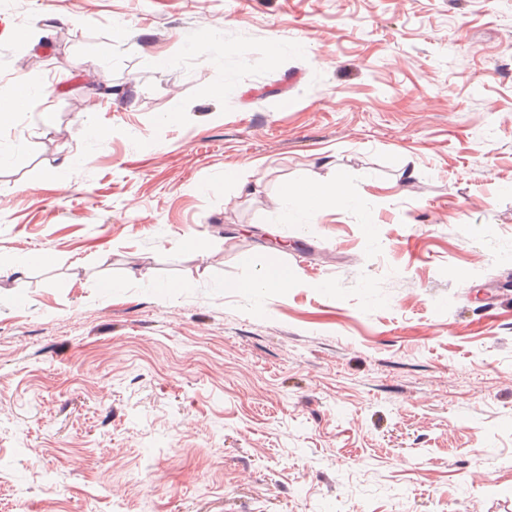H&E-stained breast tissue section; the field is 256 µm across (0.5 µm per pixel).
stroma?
I'll return each instance as SVG.
<instances>
[{
    "label": "stroma",
    "mask_w": 512,
    "mask_h": 512,
    "mask_svg": "<svg viewBox=\"0 0 512 512\" xmlns=\"http://www.w3.org/2000/svg\"><path fill=\"white\" fill-rule=\"evenodd\" d=\"M21 76L0 512H512V0H0ZM309 199L312 200L311 207L306 205ZM279 202L287 215L288 211L294 208H304L309 211L312 218L324 209L338 204L365 207L363 199H351L345 195L343 181L339 177L333 183L324 186L306 183L287 184L279 196ZM293 277L288 267L279 265L275 256H268L260 267L257 279L247 284L246 288H253L265 297H271L278 288H287Z\"/></svg>",
    "instance_id": "1"
}]
</instances>
